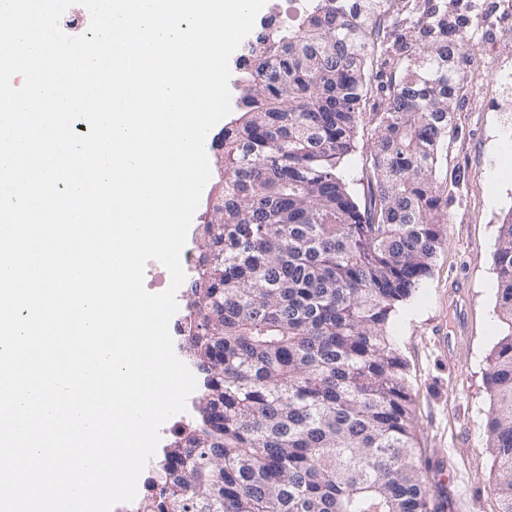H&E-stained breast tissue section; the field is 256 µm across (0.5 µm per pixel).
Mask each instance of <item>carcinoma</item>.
Listing matches in <instances>:
<instances>
[{
    "instance_id": "carcinoma-1",
    "label": "carcinoma",
    "mask_w": 512,
    "mask_h": 512,
    "mask_svg": "<svg viewBox=\"0 0 512 512\" xmlns=\"http://www.w3.org/2000/svg\"><path fill=\"white\" fill-rule=\"evenodd\" d=\"M299 0L240 58L218 137L224 186L197 238L186 352L199 423L177 433L143 512H437L408 364L389 335L447 243L439 171L478 18L448 0ZM392 66L370 113L367 207L357 151L369 65ZM495 264L504 324L485 383L499 512H512V214ZM365 158V154L363 158L360 151L356 152L346 172L350 187L362 205L369 199L367 171L364 166Z\"/></svg>"
}]
</instances>
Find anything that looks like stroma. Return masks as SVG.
<instances>
[{"label":"stroma","mask_w":512,"mask_h":512,"mask_svg":"<svg viewBox=\"0 0 512 512\" xmlns=\"http://www.w3.org/2000/svg\"><path fill=\"white\" fill-rule=\"evenodd\" d=\"M499 0H457L474 61L453 105L440 179L448 243L425 288L400 305L389 332L408 362L417 441L444 512H498L484 433V376L498 341V230L512 214V13Z\"/></svg>","instance_id":"obj_1"}]
</instances>
